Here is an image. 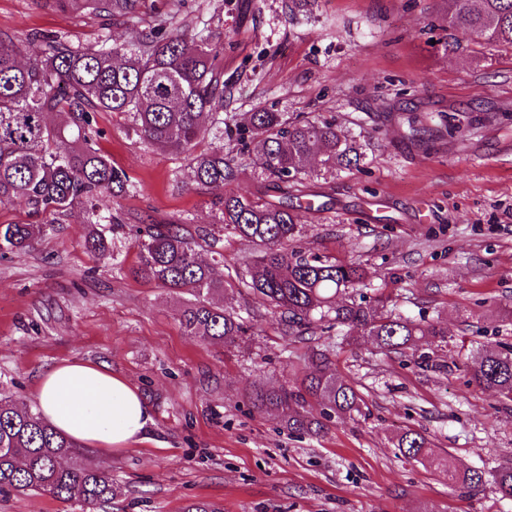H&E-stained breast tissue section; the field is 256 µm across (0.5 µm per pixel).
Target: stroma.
<instances>
[{
    "mask_svg": "<svg viewBox=\"0 0 512 512\" xmlns=\"http://www.w3.org/2000/svg\"><path fill=\"white\" fill-rule=\"evenodd\" d=\"M168 20L221 43L225 112L365 128L364 168L304 180L314 207L299 245L364 264L366 296L389 294L402 314L442 322L448 342L420 340L428 369L417 353L336 345L331 358L361 393L360 411L320 436L283 429L246 394L258 380H293L304 345L284 346L270 311L244 293L228 301L257 321L236 345L188 336L182 296L132 273L141 224L208 234L199 253H222L228 275L250 244L225 231L215 193L190 181L183 157L139 139L129 115L98 113L100 148L135 186L112 207L114 255L85 249L92 226L77 206L48 216L33 249L0 258V392L34 406L49 367L98 363L141 391L153 422L129 448L85 449L119 485L112 503L0 493V512H183L200 500L221 512H512L492 483L463 491L394 446L415 430L459 467L512 463V412L465 368L481 345L512 343V54H474L464 32L445 49L446 0H140L111 20L53 0H0V39L25 61L36 31L84 46L108 35L135 43ZM452 122L464 138H449Z\"/></svg>",
    "mask_w": 512,
    "mask_h": 512,
    "instance_id": "stroma-1",
    "label": "stroma"
}]
</instances>
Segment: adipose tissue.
Masks as SVG:
<instances>
[{
  "label": "adipose tissue",
  "mask_w": 512,
  "mask_h": 512,
  "mask_svg": "<svg viewBox=\"0 0 512 512\" xmlns=\"http://www.w3.org/2000/svg\"><path fill=\"white\" fill-rule=\"evenodd\" d=\"M37 397L48 422L91 448L124 449L142 440L153 421L138 389L101 364H54L41 377Z\"/></svg>",
  "instance_id": "obj_1"
}]
</instances>
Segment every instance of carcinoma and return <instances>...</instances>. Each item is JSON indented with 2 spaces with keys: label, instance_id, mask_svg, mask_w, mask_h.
Segmentation results:
<instances>
[{
  "label": "carcinoma",
  "instance_id": "carcinoma-1",
  "mask_svg": "<svg viewBox=\"0 0 512 512\" xmlns=\"http://www.w3.org/2000/svg\"><path fill=\"white\" fill-rule=\"evenodd\" d=\"M62 9L112 17L135 12L138 0H53ZM448 31L474 35L483 48L512 51V0H447ZM220 47L165 25L143 35L138 46L103 40L99 47L73 45L56 35L37 37L23 65L0 41V204L23 202L36 214H55L81 205L97 225L86 239L90 252L113 253L114 201L133 191L127 174L96 148L99 112L132 117L144 141L182 155L196 183L222 193L219 222L254 247L236 279L224 280L223 259L206 263L200 241L181 224H147L137 230L139 257L134 274L185 299L179 309L189 336L228 344L251 329L249 317L215 302L229 289L259 298L277 317L285 345L305 342L302 373L291 385L254 383L249 402L274 416L291 432L320 435L335 417L360 409L363 398L341 379L330 358L340 336L349 344L370 341L389 353L404 354L421 336L448 342L439 324L420 321L391 308L390 297L353 295L366 286L358 263L331 259L295 246L300 212L311 200L260 203L235 193L236 156L222 150L196 152L205 137L222 140L234 116H224V84L217 60ZM56 112L70 121L57 125ZM252 136L237 130L238 153L252 157L258 174L282 184L308 177H334L365 164L367 139L341 129L334 120L291 118L285 112H251ZM45 224H0V255L25 252L46 232ZM483 390L512 409V346L480 348L466 364ZM319 413H313V406ZM396 448L448 472V481L473 491L491 478L501 497L512 499V465L486 473L460 469L430 451L416 431L397 435ZM0 491L47 495L61 502L96 506L112 502V475L86 466L78 445L58 434L38 411L0 394Z\"/></svg>",
  "mask_w": 512,
  "mask_h": 512
}]
</instances>
